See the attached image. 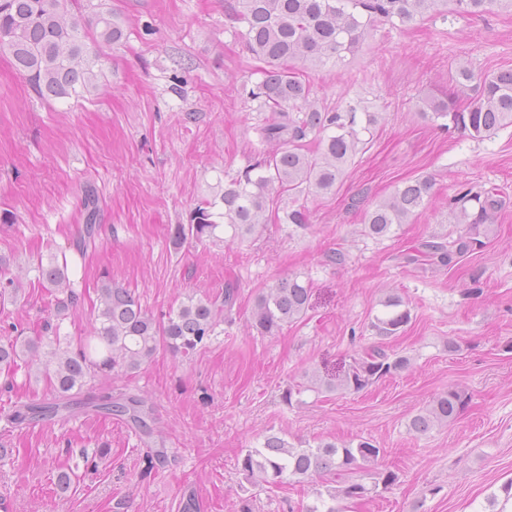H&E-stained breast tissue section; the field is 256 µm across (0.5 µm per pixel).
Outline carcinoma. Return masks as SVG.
Returning <instances> with one entry per match:
<instances>
[{"instance_id": "cac0c4a2", "label": "carcinoma", "mask_w": 512, "mask_h": 512, "mask_svg": "<svg viewBox=\"0 0 512 512\" xmlns=\"http://www.w3.org/2000/svg\"><path fill=\"white\" fill-rule=\"evenodd\" d=\"M497 8L512 10V0H235L231 10L244 24L240 36L248 51L265 64L262 79L250 92L260 108L273 115L261 126V135L280 148L230 179L213 197L198 202L189 212L188 222L175 225V244L242 242L261 236L272 223L304 227L306 212L300 208L282 212L279 200L287 194L335 189L345 165L363 150L367 144L363 136L372 133L377 115L356 105L342 111L322 108L311 100L310 86L300 77L298 67L314 69L330 59L344 62L377 20L403 27L424 19L483 17ZM122 36V29L112 20V9L104 10L93 0H0V55L10 57L41 99L79 100L96 93L105 49ZM453 81L461 88L477 82L475 95L462 109L451 98L425 99L423 114L430 121H443L445 129L460 127L473 138L512 125V68L477 77L461 64ZM310 136L316 142L313 150L307 143ZM429 194L430 183L425 178L397 186L365 212L363 232L375 239L395 233L425 206ZM83 205L84 235L74 244L79 255L94 239L99 211L94 190L85 191ZM502 207L503 200L494 189L475 192L461 188L453 198L451 216L456 223L467 225L466 230L448 241L434 237L422 242L418 253L404 256L405 263H416L423 255L436 266L455 265L473 250L476 235L488 233L480 227ZM31 268L37 272L38 283L58 295L56 315L64 314L76 300L67 251L59 249L46 259L39 255ZM22 290L21 278L0 272V306L17 303ZM97 292L99 305L91 330L75 347L68 337L59 335L0 338V374L12 376L24 366L31 367V357L44 347L50 360L42 374L55 392L53 402L19 406L11 424L52 418L80 403L78 395L91 380L133 374L161 351L187 357L206 347L218 335L224 308L233 305L236 295V289L226 288L220 297L189 296L156 317L124 288L104 283ZM310 298L309 283L297 276L263 289L252 308V329L259 336L276 335L305 316ZM381 305L384 311L373 319L371 330L382 340L400 335L411 320L410 311L402 308L397 297H388ZM410 363V357L376 345L354 359L335 382L314 375L308 389L358 392ZM464 404L462 394L450 388L414 415L409 429L424 434L446 426ZM96 408L121 417L145 436L151 433L144 401L136 396L114 400L109 392L99 397ZM380 453L369 440L355 445L321 440L313 446L306 441L292 444L271 433L264 436L260 447L245 449L241 470L247 480L258 485L344 473L348 478L317 493L316 502L306 512H345L347 501L377 495L394 483L391 472L370 486L352 478L368 472Z\"/></svg>"}]
</instances>
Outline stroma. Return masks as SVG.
Masks as SVG:
<instances>
[{
	"label": "stroma",
	"instance_id": "obj_1",
	"mask_svg": "<svg viewBox=\"0 0 512 512\" xmlns=\"http://www.w3.org/2000/svg\"><path fill=\"white\" fill-rule=\"evenodd\" d=\"M105 2L124 37L109 51L99 95L42 101L0 57V214L12 216L0 223V261L30 283L24 299L0 309V325L46 335L55 297L26 268L79 236L89 188L99 198L96 230L69 269L79 298L55 319L60 335L88 333L105 280L157 316L189 295L233 287L237 299L219 336L191 358L162 352L132 376L90 383L94 395L143 398L148 438L92 412L5 431L13 406L51 390L22 373L0 376V512H182L190 496L197 512H304L322 479L254 486L239 471L242 451L272 432L380 448L375 471L398 481L349 512H486L488 496L512 484V126L483 139L445 131L423 118L420 101L454 91L457 63L512 68V14L379 23L345 66L307 71L319 106L358 103L381 115L335 191L282 199L305 207V227L272 224L242 243L180 247L175 225L272 149L250 97L263 64L238 37L234 0ZM420 177L433 182L426 208L397 236L364 235V212ZM462 185L494 186L502 197L483 245L450 268L405 264L423 240L453 231L446 217ZM294 275L313 289L307 314L278 335H256V296ZM390 296L411 321L386 348L410 356V367L359 392L308 391L312 374L335 376L380 341L370 323ZM451 387L465 397L459 417L410 431L411 417ZM62 467L77 475L66 490L56 484Z\"/></svg>",
	"mask_w": 512,
	"mask_h": 512
}]
</instances>
